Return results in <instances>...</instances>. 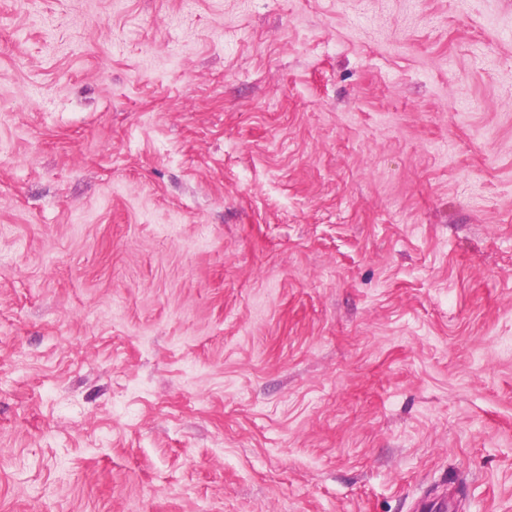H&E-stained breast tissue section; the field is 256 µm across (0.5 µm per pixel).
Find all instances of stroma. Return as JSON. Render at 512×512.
<instances>
[{
	"instance_id": "1",
	"label": "stroma",
	"mask_w": 512,
	"mask_h": 512,
	"mask_svg": "<svg viewBox=\"0 0 512 512\" xmlns=\"http://www.w3.org/2000/svg\"><path fill=\"white\" fill-rule=\"evenodd\" d=\"M0 512H512V0H0Z\"/></svg>"
}]
</instances>
